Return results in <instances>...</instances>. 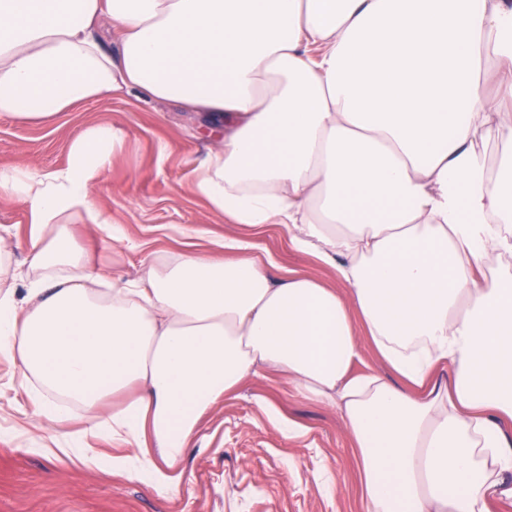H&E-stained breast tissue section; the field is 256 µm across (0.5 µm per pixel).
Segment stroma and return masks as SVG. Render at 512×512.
<instances>
[{
  "mask_svg": "<svg viewBox=\"0 0 512 512\" xmlns=\"http://www.w3.org/2000/svg\"><path fill=\"white\" fill-rule=\"evenodd\" d=\"M94 124L111 125L123 142L92 190L110 227H70L93 267L132 280L145 260L220 252L234 239L273 275L299 271L336 287L335 269L295 251L281 226L233 223L196 194V170L221 136L177 103L131 94L77 103L44 124L0 115V167L64 166L71 142ZM114 226L121 238H112ZM29 229L25 203L0 197V248L12 251L17 279L28 271ZM9 377L0 363V512H363L358 459L336 409L303 399L276 375L254 378L202 418L182 462L190 480L168 502L106 465L55 449L60 427L20 415ZM281 419L302 436L285 439ZM326 470L335 480L330 494L321 484Z\"/></svg>",
  "mask_w": 512,
  "mask_h": 512,
  "instance_id": "obj_1",
  "label": "stroma"
}]
</instances>
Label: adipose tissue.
I'll return each mask as SVG.
<instances>
[{
  "label": "adipose tissue",
  "instance_id": "obj_1",
  "mask_svg": "<svg viewBox=\"0 0 512 512\" xmlns=\"http://www.w3.org/2000/svg\"><path fill=\"white\" fill-rule=\"evenodd\" d=\"M121 92L204 113L224 138L196 193L343 287L228 240L100 290L68 225L106 223L121 134L89 126L66 166L0 168L31 224L28 277L0 291L20 412L94 417L65 454L168 500L202 417L272 370L336 408L366 512L512 501V0H0V115ZM366 340L389 375L353 374Z\"/></svg>",
  "mask_w": 512,
  "mask_h": 512
}]
</instances>
